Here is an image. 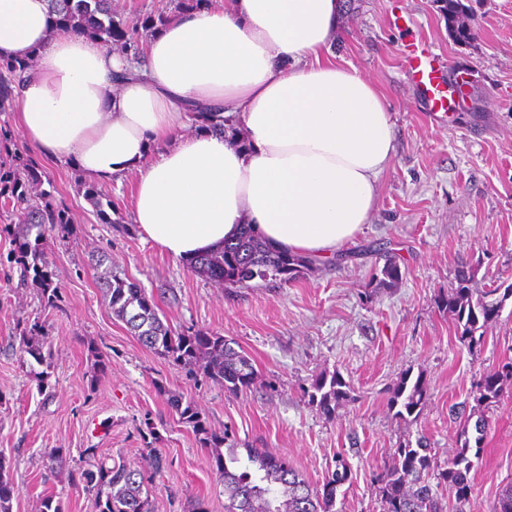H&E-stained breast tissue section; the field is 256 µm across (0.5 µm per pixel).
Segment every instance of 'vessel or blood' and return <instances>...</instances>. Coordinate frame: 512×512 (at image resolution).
Masks as SVG:
<instances>
[{
	"instance_id": "vessel-or-blood-1",
	"label": "vessel or blood",
	"mask_w": 512,
	"mask_h": 512,
	"mask_svg": "<svg viewBox=\"0 0 512 512\" xmlns=\"http://www.w3.org/2000/svg\"><path fill=\"white\" fill-rule=\"evenodd\" d=\"M406 71L421 96L430 103L433 111H449L454 100L455 78L435 65L429 47L414 46L405 52Z\"/></svg>"
}]
</instances>
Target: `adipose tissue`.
Returning <instances> with one entry per match:
<instances>
[{"mask_svg": "<svg viewBox=\"0 0 512 512\" xmlns=\"http://www.w3.org/2000/svg\"><path fill=\"white\" fill-rule=\"evenodd\" d=\"M341 0H202L146 33L142 61L52 24L50 0H0V59H35L18 130L90 180L133 177L132 220L177 261L240 225L330 257L367 224L395 156L386 101L332 51ZM217 112L244 143L191 132Z\"/></svg>", "mask_w": 512, "mask_h": 512, "instance_id": "obj_1", "label": "adipose tissue"}]
</instances>
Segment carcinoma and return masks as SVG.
Masks as SVG:
<instances>
[{
    "label": "carcinoma",
    "mask_w": 512,
    "mask_h": 512,
    "mask_svg": "<svg viewBox=\"0 0 512 512\" xmlns=\"http://www.w3.org/2000/svg\"><path fill=\"white\" fill-rule=\"evenodd\" d=\"M56 24L125 52L139 54L136 40L138 29L148 31L163 23V14L147 15L140 26L131 29L114 20L112 0H51ZM31 62L0 61V109L12 98L14 85L31 72ZM41 177L38 169L28 164L18 171H0V185L10 191L21 206V223L26 233L17 245V261L23 276L33 274L32 281L41 288L43 298L51 306L59 298L54 286V272L48 260V240L45 227L61 235L69 233L70 218L64 206L31 204L27 186ZM190 268L200 276L230 286H244L256 278L295 280L314 268V259L284 251L258 238L251 225H243L238 238L226 242L216 251L190 261ZM475 269L462 266L450 295L438 301V307L453 317L460 342L472 348L483 340L486 325L495 321L501 302L493 299L496 288L476 292L470 288ZM402 279L399 264L387 259L373 270L372 280L381 288H394ZM103 286L108 306L138 341L149 350L177 363L193 367L195 372L224 385L228 393L236 394L256 384L257 377L251 359L233 342L204 330L173 332L160 319L156 305L141 285L110 271L104 273ZM512 380V360L484 373L473 383L469 393L472 402L463 401L452 407L463 425L455 433L457 452L440 467L429 451L425 437L416 443L406 442L392 449L391 464L374 475L375 493L385 512H462L459 504L468 500L471 492L472 458L480 455L486 426L485 411L500 396L505 382ZM309 402L327 416L348 400V392L337 374L317 377L307 392ZM172 411L181 423L192 428L199 442L210 450L216 471L224 481L227 504L224 512H334L338 487L351 479V469L343 459H336L335 469L327 472L321 486H313L278 456L251 449L247 462L237 454L224 456L221 448L229 439V431L218 435L210 430L195 405L173 394L169 398ZM426 404V383L423 375L409 381L403 375L391 390L387 405L395 415L417 420ZM84 466L72 473V481L92 493L96 512H153L145 484L163 466L157 449L150 450L147 467L118 464L109 466L97 458V449L83 451ZM5 464L0 457V512H12L13 485L4 477ZM436 486H445L455 493L456 505L443 503L429 479Z\"/></svg>",
    "instance_id": "cac0c4a2"
}]
</instances>
